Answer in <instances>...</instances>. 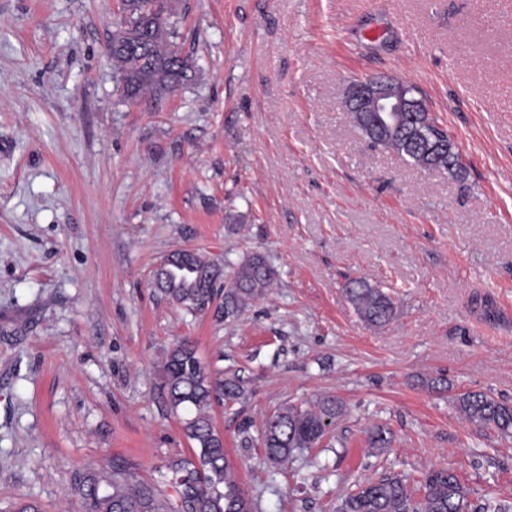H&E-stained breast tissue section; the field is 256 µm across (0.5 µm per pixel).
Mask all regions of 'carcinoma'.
Returning a JSON list of instances; mask_svg holds the SVG:
<instances>
[{
	"instance_id": "1",
	"label": "carcinoma",
	"mask_w": 512,
	"mask_h": 512,
	"mask_svg": "<svg viewBox=\"0 0 512 512\" xmlns=\"http://www.w3.org/2000/svg\"><path fill=\"white\" fill-rule=\"evenodd\" d=\"M120 19L112 27L108 48L112 68L120 77L123 95L135 100L149 95L157 100L174 92L189 79L192 64L169 40L168 0H118ZM371 144L393 149L416 166L453 171L458 152L445 135L442 121L427 112L410 122L399 119L388 128H373ZM180 265L156 274V286L168 300L201 310L218 295L219 269L199 251L183 250ZM276 271L262 254H254L235 267L224 285V319L235 320L248 304L264 296ZM355 312L368 326L381 328L391 322L395 304L391 297L364 279H353L344 288ZM161 384L174 412L184 411L185 436L190 452L163 464L170 475L164 493L133 471L122 459L112 460L109 471L78 475L76 489L86 512H254L234 476L210 409L221 401H236L244 394L241 381L207 370L195 346L183 339L170 348L161 368ZM455 407L466 420L512 434V402L485 391H466L455 398ZM343 403L331 396L303 408L287 404L264 423L261 430L265 460L273 465L293 460L321 442L326 428L339 419ZM387 431H368L370 453L385 452ZM386 474L369 479L345 494L337 512H512L488 494L472 502L471 491L454 470L432 467L413 480Z\"/></svg>"
}]
</instances>
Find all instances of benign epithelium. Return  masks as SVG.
Returning <instances> with one entry per match:
<instances>
[{
  "label": "benign epithelium",
  "instance_id": "benign-epithelium-1",
  "mask_svg": "<svg viewBox=\"0 0 512 512\" xmlns=\"http://www.w3.org/2000/svg\"><path fill=\"white\" fill-rule=\"evenodd\" d=\"M344 104L347 111L361 114L426 111L424 102L411 95L409 87L400 81L378 76L350 85Z\"/></svg>",
  "mask_w": 512,
  "mask_h": 512
}]
</instances>
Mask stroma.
<instances>
[{
  "label": "stroma",
  "instance_id": "stroma-1",
  "mask_svg": "<svg viewBox=\"0 0 512 512\" xmlns=\"http://www.w3.org/2000/svg\"><path fill=\"white\" fill-rule=\"evenodd\" d=\"M172 5L192 77L130 103L117 0H0V512H84L77 474L116 456L165 485L190 443L160 370L185 337L242 381L212 416L255 512H336L367 479L433 466L512 505V437L454 405L512 401V0ZM367 76L416 87L458 171L366 141L341 100ZM183 248L259 252L277 277L238 319L219 297L191 311L153 286ZM351 278L391 296L389 324L361 321ZM328 395L344 413L322 442L269 465L265 420Z\"/></svg>",
  "mask_w": 512,
  "mask_h": 512
}]
</instances>
